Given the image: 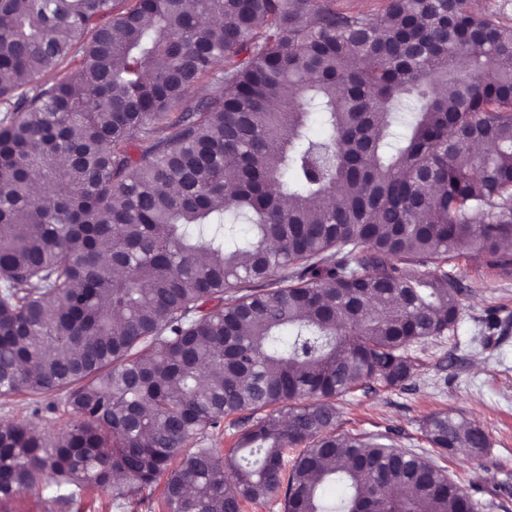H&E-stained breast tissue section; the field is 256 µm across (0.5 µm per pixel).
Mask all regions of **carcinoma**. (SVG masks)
Listing matches in <instances>:
<instances>
[{"mask_svg":"<svg viewBox=\"0 0 512 512\" xmlns=\"http://www.w3.org/2000/svg\"><path fill=\"white\" fill-rule=\"evenodd\" d=\"M507 243L512 24L467 0H0V396L71 414L0 426V501L120 506L122 474L166 476L165 512H473L337 435L336 399L409 381L458 321L448 264L512 273ZM226 426L229 454L183 451ZM424 434L488 448L443 411ZM57 398H35L18 395L0 398V423L20 420L32 422L49 438L58 437L67 427L69 414H64Z\"/></svg>","mask_w":512,"mask_h":512,"instance_id":"1","label":"carcinoma"}]
</instances>
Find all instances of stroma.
Masks as SVG:
<instances>
[{
	"label": "stroma",
	"mask_w": 512,
	"mask_h": 512,
	"mask_svg": "<svg viewBox=\"0 0 512 512\" xmlns=\"http://www.w3.org/2000/svg\"><path fill=\"white\" fill-rule=\"evenodd\" d=\"M466 291L447 335L415 344L417 369L404 387L370 385L337 400V433H386L405 450L429 457L470 497L475 512H512V275L461 262ZM445 411L480 426L490 446L477 456H440L423 433L430 415ZM34 423L58 437L69 417L54 398H0V423ZM160 487L144 488L112 508L111 490L77 493L47 483L18 495L0 512H164Z\"/></svg>",
	"instance_id": "stroma-1"
}]
</instances>
